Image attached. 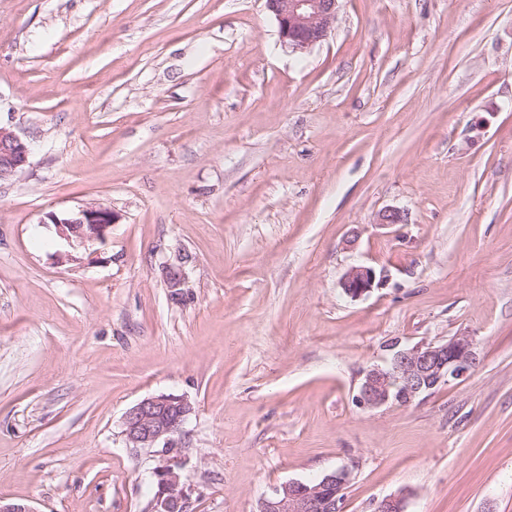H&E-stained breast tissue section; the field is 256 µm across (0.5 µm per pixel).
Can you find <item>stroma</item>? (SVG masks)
Listing matches in <instances>:
<instances>
[{"instance_id": "35a3bbf8", "label": "stroma", "mask_w": 512, "mask_h": 512, "mask_svg": "<svg viewBox=\"0 0 512 512\" xmlns=\"http://www.w3.org/2000/svg\"><path fill=\"white\" fill-rule=\"evenodd\" d=\"M0 126L33 148L0 183V498L151 512L122 421L163 393L192 512L341 468L343 512H512V0H339L304 53L265 0H0ZM91 201L104 261L55 264L45 213ZM462 334L466 377L356 404L392 344ZM381 272L373 266L358 264L352 265L345 272L341 280V288L350 298L358 299L378 286L382 282Z\"/></svg>"}]
</instances>
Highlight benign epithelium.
Masks as SVG:
<instances>
[{"label":"benign epithelium","instance_id":"obj_1","mask_svg":"<svg viewBox=\"0 0 512 512\" xmlns=\"http://www.w3.org/2000/svg\"><path fill=\"white\" fill-rule=\"evenodd\" d=\"M275 16L279 34L294 52H305L328 36L336 20L339 0H265ZM30 146L14 130L0 126V181L10 180L29 165ZM119 215L112 208L91 202L75 212L45 214L42 223L54 226L63 249L54 254L59 265L81 267L100 259V246L106 243ZM166 287L181 294L185 273L180 265L164 271ZM382 282L377 270L358 264L348 268L341 288L358 299ZM477 363L473 340L455 336L445 343L419 342L393 353L384 366L367 370L355 396L364 409H377L397 402L411 403L420 395L465 377ZM194 410L185 397L174 394L149 396L129 408L123 417V436L131 448H161L162 459L153 470L156 492L152 512H190L191 501L183 477L184 463L173 448L184 424ZM350 473L344 469L308 481H289L273 487L259 505L258 512H342ZM403 493L382 499L376 512H405Z\"/></svg>","mask_w":512,"mask_h":512}]
</instances>
